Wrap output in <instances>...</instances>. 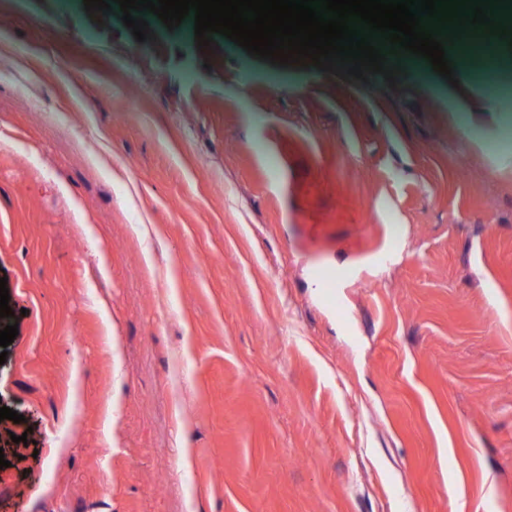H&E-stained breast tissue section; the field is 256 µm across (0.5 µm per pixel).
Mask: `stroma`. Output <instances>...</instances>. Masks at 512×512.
I'll return each mask as SVG.
<instances>
[{
    "mask_svg": "<svg viewBox=\"0 0 512 512\" xmlns=\"http://www.w3.org/2000/svg\"><path fill=\"white\" fill-rule=\"evenodd\" d=\"M121 16L0 0V512H512V98ZM447 96L448 110L464 113L473 126L495 111L496 101L474 84L459 81V88L455 89L448 83Z\"/></svg>",
    "mask_w": 512,
    "mask_h": 512,
    "instance_id": "obj_1",
    "label": "stroma"
}]
</instances>
